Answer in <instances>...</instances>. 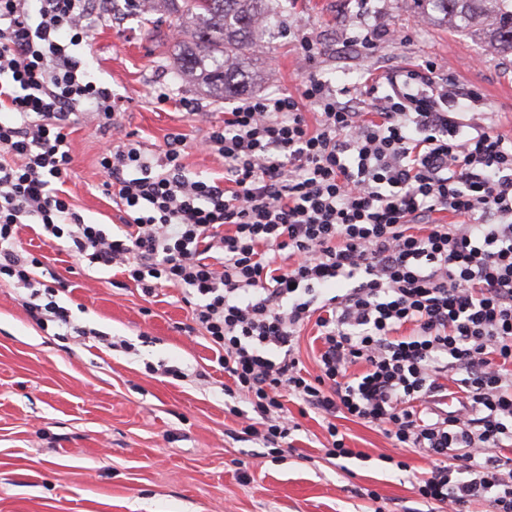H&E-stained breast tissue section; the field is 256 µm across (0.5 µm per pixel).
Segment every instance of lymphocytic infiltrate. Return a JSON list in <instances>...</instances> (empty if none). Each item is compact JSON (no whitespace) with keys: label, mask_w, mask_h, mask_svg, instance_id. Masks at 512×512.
I'll return each instance as SVG.
<instances>
[{"label":"lymphocytic infiltrate","mask_w":512,"mask_h":512,"mask_svg":"<svg viewBox=\"0 0 512 512\" xmlns=\"http://www.w3.org/2000/svg\"><path fill=\"white\" fill-rule=\"evenodd\" d=\"M88 2L0 0V280L28 290L30 317L91 334L20 249L25 224L145 295L182 288L231 381L230 413L265 447L289 446L291 395L321 417L330 458L357 457L336 425L353 418L429 459L422 501L512 512V137L468 123V94L431 62L392 74L384 94L371 79L365 106L311 72L296 93L225 111L201 142L224 174L193 178L184 134L148 155L117 120L120 96L92 79ZM83 112L107 137L115 233L60 188ZM310 324L312 373L297 355ZM448 397L457 407L440 409Z\"/></svg>","instance_id":"lymphocytic-infiltrate-1"}]
</instances>
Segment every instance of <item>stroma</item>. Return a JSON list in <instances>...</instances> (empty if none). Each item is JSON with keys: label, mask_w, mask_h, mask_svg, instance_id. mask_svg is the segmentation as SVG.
Wrapping results in <instances>:
<instances>
[{"label": "stroma", "mask_w": 512, "mask_h": 512, "mask_svg": "<svg viewBox=\"0 0 512 512\" xmlns=\"http://www.w3.org/2000/svg\"><path fill=\"white\" fill-rule=\"evenodd\" d=\"M265 44L255 53L244 93L217 99L176 77L187 39L174 18L132 11L112 0L111 13L87 22L93 77L125 101L119 121L149 152L171 133L192 146L184 159L191 176L222 175L221 157L194 148L210 123L245 97L295 92L303 75L317 72L333 87L362 89L369 75L388 76L430 60L449 84L474 88L473 122L492 115L497 131L512 134V53L483 36L427 20L417 0H271ZM393 25L407 39L380 40L366 50L365 29ZM306 36L314 57L301 53ZM172 103L155 104V88ZM197 102L203 117L182 110ZM105 137L93 114L79 116L71 134L73 163L65 191L85 222L105 230L122 214L104 188L97 156ZM23 247L66 285L59 301L77 324L134 343L113 351L95 338L56 335L26 312L21 289L0 281V512H435L414 494V475L428 461L403 452L405 469L387 463L389 440L352 419L338 420L362 459L338 461L323 449L320 418L287 404L299 423L294 448L269 455L241 433L224 406V369L202 332H189L191 308L181 289L144 296L112 271L78 264L63 240L40 226L21 227ZM178 366L174 379L151 375L146 364ZM207 371L208 385L196 372ZM376 492L370 500L368 492Z\"/></svg>", "instance_id": "obj_1"}]
</instances>
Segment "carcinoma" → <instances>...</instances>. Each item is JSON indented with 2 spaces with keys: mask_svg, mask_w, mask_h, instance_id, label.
Returning a JSON list of instances; mask_svg holds the SVG:
<instances>
[{
  "mask_svg": "<svg viewBox=\"0 0 512 512\" xmlns=\"http://www.w3.org/2000/svg\"><path fill=\"white\" fill-rule=\"evenodd\" d=\"M146 11L173 12L189 20L190 41L176 74L224 94L239 91L258 45L256 29L269 0H128ZM423 12L455 21L461 29L485 27L495 45L512 51V0H419Z\"/></svg>",
  "mask_w": 512,
  "mask_h": 512,
  "instance_id": "cac0c4a2",
  "label": "carcinoma"
}]
</instances>
